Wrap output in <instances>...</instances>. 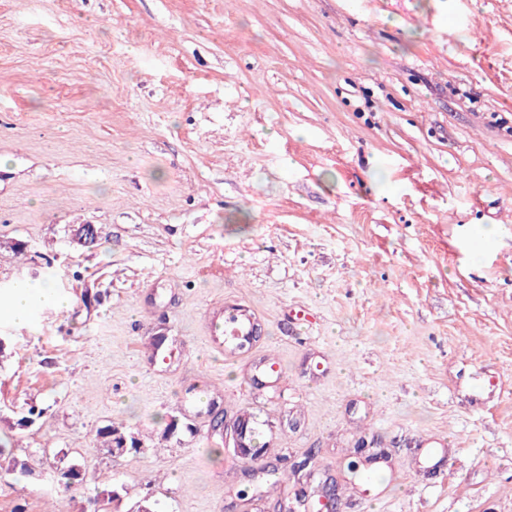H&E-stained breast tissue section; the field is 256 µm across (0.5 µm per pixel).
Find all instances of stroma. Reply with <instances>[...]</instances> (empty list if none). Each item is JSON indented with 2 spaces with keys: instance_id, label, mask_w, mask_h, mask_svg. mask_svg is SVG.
Returning a JSON list of instances; mask_svg holds the SVG:
<instances>
[{
  "instance_id": "obj_1",
  "label": "stroma",
  "mask_w": 512,
  "mask_h": 512,
  "mask_svg": "<svg viewBox=\"0 0 512 512\" xmlns=\"http://www.w3.org/2000/svg\"><path fill=\"white\" fill-rule=\"evenodd\" d=\"M21 280L71 305L0 317V512H307L328 477L341 512H512V0H0V294ZM219 304L257 313L231 364ZM199 383L308 471L246 480ZM111 421L139 453L99 449Z\"/></svg>"
}]
</instances>
